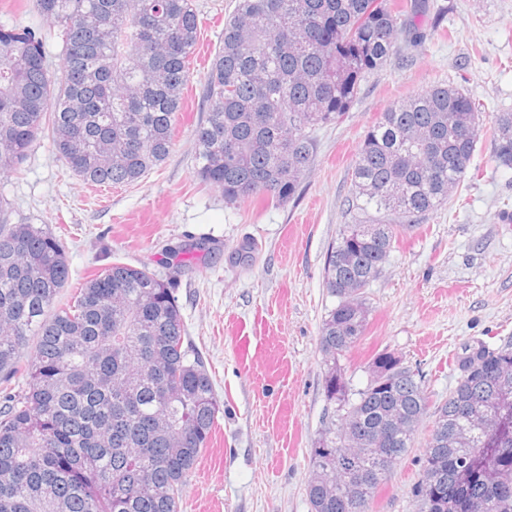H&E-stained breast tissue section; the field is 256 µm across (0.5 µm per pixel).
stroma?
Instances as JSON below:
<instances>
[{
	"instance_id": "1",
	"label": "stroma",
	"mask_w": 512,
	"mask_h": 512,
	"mask_svg": "<svg viewBox=\"0 0 512 512\" xmlns=\"http://www.w3.org/2000/svg\"><path fill=\"white\" fill-rule=\"evenodd\" d=\"M426 34L370 74L350 109L316 133V156L298 194L279 206L226 204L198 184L194 130L204 118L203 73L224 38L234 0H194L199 48L168 157L132 184L103 191L76 176L50 137L21 172H0V197L15 224H38L66 242V302L102 268L121 262L160 277L167 255L204 239L201 261L175 283L189 345L204 359L219 404L216 428L185 489L181 512H311L310 451L323 427L319 333L335 304L324 267L352 213L351 172L373 121L393 103L437 83L463 88L482 126L512 111V0H415ZM40 30L52 68L62 65L55 23L30 13L27 0H0V25L16 19ZM512 168L492 158L480 137L464 182L450 202L400 238L365 290V335L341 358L362 387L373 356L388 350L419 371L431 406L447 400L465 345L512 342ZM426 416L415 444L388 476L369 512H420L413 489L433 425Z\"/></svg>"
}]
</instances>
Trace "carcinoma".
<instances>
[{"label":"carcinoma","instance_id":"carcinoma-1","mask_svg":"<svg viewBox=\"0 0 512 512\" xmlns=\"http://www.w3.org/2000/svg\"><path fill=\"white\" fill-rule=\"evenodd\" d=\"M60 27L63 66L45 36L0 25V170H17L50 134L83 180L129 184L162 163L198 40L192 0H31ZM395 0H236L204 75L207 112L194 131L195 175L224 202L281 205L315 158L312 130L339 120L361 82L394 53ZM512 112L496 114L492 157L512 167ZM460 87L436 84L389 106L353 164L352 210L325 261L337 303L319 339L329 404L312 450L311 512H369L429 412L419 373L377 353L352 389L339 364L364 336V289L399 237L446 204L480 137ZM66 246L9 222L0 200V512H180L219 405L190 350L174 280L114 263L66 303ZM33 358L24 359L31 338ZM461 377L435 410L421 512H512V435L485 452L488 415L512 414V346L465 348ZM27 377L17 390L12 381ZM482 456L474 469L467 456ZM357 481L345 496L336 478Z\"/></svg>","mask_w":512,"mask_h":512}]
</instances>
